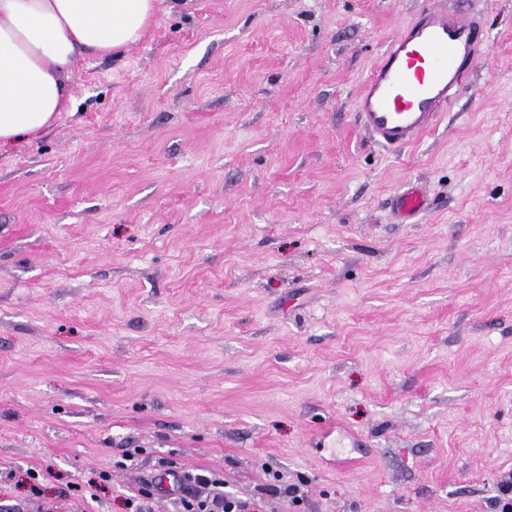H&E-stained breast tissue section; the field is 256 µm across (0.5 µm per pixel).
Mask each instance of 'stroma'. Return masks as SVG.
<instances>
[{
    "mask_svg": "<svg viewBox=\"0 0 512 512\" xmlns=\"http://www.w3.org/2000/svg\"><path fill=\"white\" fill-rule=\"evenodd\" d=\"M427 4L160 0L0 147V512H127L207 470L249 512H499L512 0H471L486 56L419 143L355 116ZM409 181L431 208L397 224Z\"/></svg>",
    "mask_w": 512,
    "mask_h": 512,
    "instance_id": "stroma-1",
    "label": "stroma"
}]
</instances>
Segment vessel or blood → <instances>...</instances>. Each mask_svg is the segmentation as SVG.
<instances>
[{
    "instance_id": "obj_1",
    "label": "vessel or blood",
    "mask_w": 512,
    "mask_h": 512,
    "mask_svg": "<svg viewBox=\"0 0 512 512\" xmlns=\"http://www.w3.org/2000/svg\"><path fill=\"white\" fill-rule=\"evenodd\" d=\"M481 31L465 10L430 4L380 54L357 96L356 119L381 148L399 152L437 126L448 102L459 95L467 65L475 59ZM430 207L415 182L391 202L396 223L413 224Z\"/></svg>"
}]
</instances>
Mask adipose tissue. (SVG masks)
Returning <instances> with one entry per match:
<instances>
[{
  "label": "adipose tissue",
  "mask_w": 512,
  "mask_h": 512,
  "mask_svg": "<svg viewBox=\"0 0 512 512\" xmlns=\"http://www.w3.org/2000/svg\"><path fill=\"white\" fill-rule=\"evenodd\" d=\"M158 0H0V145L37 137L69 111V72L87 54L140 41Z\"/></svg>",
  "instance_id": "1"
}]
</instances>
